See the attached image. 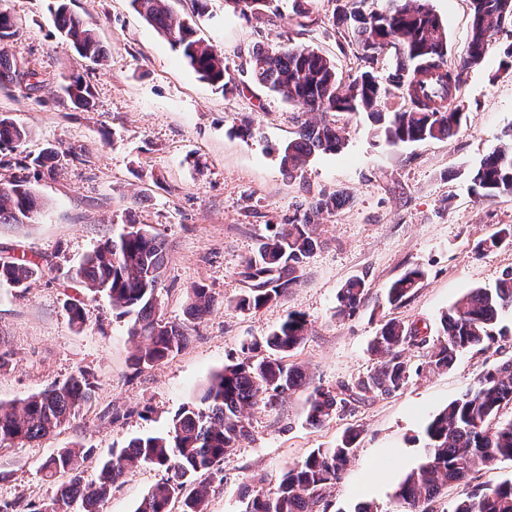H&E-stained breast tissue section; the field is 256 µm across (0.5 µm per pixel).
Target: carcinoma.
<instances>
[{
    "label": "carcinoma",
    "mask_w": 512,
    "mask_h": 512,
    "mask_svg": "<svg viewBox=\"0 0 512 512\" xmlns=\"http://www.w3.org/2000/svg\"><path fill=\"white\" fill-rule=\"evenodd\" d=\"M274 0H236L239 15L259 22L271 21L277 12ZM140 16L177 49L202 80L229 88L224 58L195 37L193 24L176 13L169 0H131ZM366 0H346L333 15L337 28L351 33L358 58L372 64L382 55L395 61L384 86L371 71L345 85L333 59L302 45L258 47L246 63L257 84L267 87L319 119L299 125L296 137L280 149V165L288 177L302 171L316 153H338L345 145L332 116L364 114L375 137L389 145L420 141H445L458 131L463 112L454 105L463 84V73L482 64L492 35L512 24V0H470L471 40L466 56L448 64L445 27L429 0H383L365 8ZM60 33L76 52L93 62L104 50L92 30L61 3L54 12ZM16 23L0 7V44L13 38ZM36 70H21L6 52L0 51V86L12 85L27 97L40 88ZM400 90L408 107L384 111L382 103L391 89ZM76 109L91 104L89 86L78 75L65 78L61 86ZM27 137L26 130L0 113V148H16ZM52 148L35 157L16 159L24 170H51ZM472 191L479 200L512 195V126L480 161L471 177ZM349 197L342 192L319 197L311 211H296L272 233L257 240L253 255L243 265L246 288L237 300L243 311H257L284 296L301 281L308 258L319 245L313 215L331 213ZM39 212L37 198L27 180L0 187V224H25ZM512 246V225L477 244L485 254ZM169 258L166 240L144 230L136 238L117 231L88 254L72 279L91 292H105L112 309L130 317L129 336L134 346V365L150 367L186 347L191 325L203 320L215 307V298L203 285L191 288L186 321L165 320L156 301ZM40 267L33 260L17 258L0 264V284L26 287ZM424 272L405 271L387 288L386 301L401 306L418 288ZM369 293L366 275L346 280L337 293L336 314L350 315ZM512 311V268L505 269L492 287L471 289L440 320L437 338L429 341L420 329L397 320L387 321L374 336L370 350L377 358L373 372L351 388L333 391L315 386L306 396V420L318 428L348 400L359 401L370 393L393 395L403 390L411 368L402 356L405 344L431 345L426 367L446 370L458 355L493 341L501 314ZM306 315L291 312L263 343L242 350V358L224 365L208 382L200 405L185 406L162 435L139 436L98 462V478L85 477L91 449L62 448L42 464L45 476L54 480L67 476L57 486L49 504L1 501L0 512H59L75 504L79 512H96L112 484L129 469L148 464L166 471L138 505L136 512H169L172 501L182 503L180 512H205L206 487L198 478L220 472L224 452L251 437L246 410L262 401L273 404L307 385L302 369L286 361L289 353L306 340ZM95 396V382L84 369L62 383L32 395L21 407L0 404V447L32 442L65 427ZM512 404V358L481 371L477 384L452 400L425 427V461L413 469L393 495L396 512H432L428 509L442 490L467 481L478 466L512 460V419H500L501 410ZM359 433L350 428L334 448H316L302 462L290 467L277 489L256 490L242 500L240 512H312L326 490L341 480L354 452ZM453 512H512V479L485 492H474L459 500Z\"/></svg>",
    "instance_id": "carcinoma-1"
}]
</instances>
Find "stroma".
I'll use <instances>...</instances> for the list:
<instances>
[{"mask_svg": "<svg viewBox=\"0 0 512 512\" xmlns=\"http://www.w3.org/2000/svg\"><path fill=\"white\" fill-rule=\"evenodd\" d=\"M90 25L102 61L81 58L57 30L55 0H5L17 34L6 50L35 68L42 85L31 97L0 88V113L26 127L19 151L0 150V185L27 178L42 208L26 224H0V257L25 254L41 272L27 288L0 286V403L22 405L29 396L65 381L78 369L95 378V397L65 428L25 445L0 449V499L49 501L56 489L41 466L58 449L81 445L97 460L136 436L166 432L182 407L198 404L210 377L238 360L243 346L262 343L291 312L309 320L305 343L288 361L311 385L333 390L356 384L375 360L369 344L391 319L436 329L443 314L469 289L490 286L512 267V247L487 255L477 244L512 224V195L477 201L471 172L512 126V72L502 69L512 26L495 34L485 60L464 74L457 101L464 117L447 141L393 147L371 139L361 116L337 114L346 139L337 154L315 155L302 176L282 173L278 150L298 129V107L252 85L244 70L249 51L294 39L334 59L343 83L366 67L349 40L329 23L336 0H275L274 25L246 20L224 0H207L196 20L198 38L222 55L236 88L203 81L178 51L132 7L131 0H66ZM448 35V58L465 56L471 38L469 0H431ZM317 22L299 29L298 13ZM80 74L92 106L73 109L59 93L61 73ZM251 121L252 136L240 134ZM58 152L51 174L34 175L15 164L17 153ZM349 203L316 215L319 247L300 283L280 301L256 312L236 302L240 272L259 237L287 221L298 207L333 192ZM159 233L169 264L158 290L165 320L185 318L189 290L201 284L215 296L214 310L197 324L190 343L151 367L135 369L129 320L109 297L81 288L73 269L128 222ZM425 278L400 307L382 296L407 269ZM366 274L368 301L353 315L336 313V295L348 278ZM80 304L82 327L71 324L66 303ZM427 347H406L417 367L406 388L348 404L319 428L306 423L305 390L273 405L250 409L251 437L227 449L222 471L210 479L207 512H239L244 495L277 488L289 466L316 448H332L350 428L360 435L341 480L327 489L314 512H351L362 499L390 512L391 496L424 459L423 429L449 401L472 388L481 370L512 357V334L461 354L445 371L424 369ZM165 477L140 466L115 482L100 512H135ZM512 477V461L477 468L468 483L451 485L434 505L451 512L475 489Z\"/></svg>", "mask_w": 512, "mask_h": 512, "instance_id": "35a3bbf8", "label": "stroma"}]
</instances>
